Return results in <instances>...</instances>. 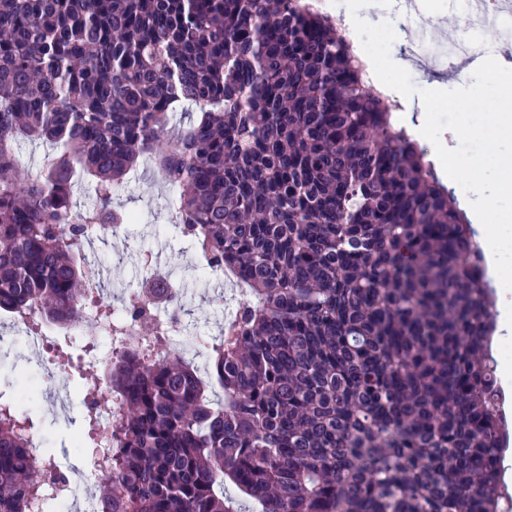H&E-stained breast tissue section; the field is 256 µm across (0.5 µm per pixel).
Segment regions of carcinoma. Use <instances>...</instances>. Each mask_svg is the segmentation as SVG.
I'll return each instance as SVG.
<instances>
[{
  "label": "carcinoma",
  "instance_id": "obj_1",
  "mask_svg": "<svg viewBox=\"0 0 512 512\" xmlns=\"http://www.w3.org/2000/svg\"><path fill=\"white\" fill-rule=\"evenodd\" d=\"M181 102L200 119L174 137ZM397 109L307 0H0V312L68 329L85 296L112 321L86 225L134 220L112 196L147 156L251 295L206 349L219 403L126 302L153 341L103 374L120 452L99 512H502L482 249ZM20 139L52 146L40 170ZM31 425L0 402V512L63 478L26 457Z\"/></svg>",
  "mask_w": 512,
  "mask_h": 512
}]
</instances>
